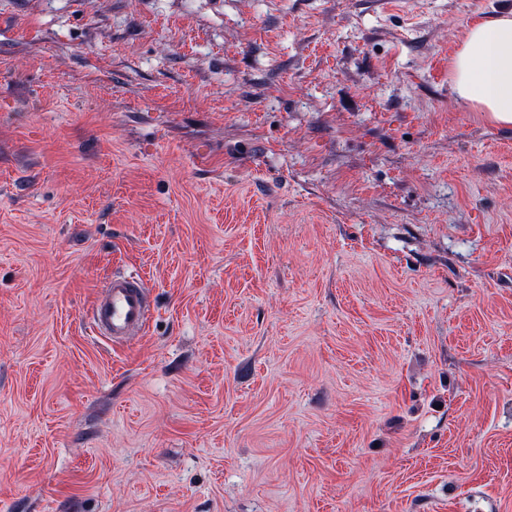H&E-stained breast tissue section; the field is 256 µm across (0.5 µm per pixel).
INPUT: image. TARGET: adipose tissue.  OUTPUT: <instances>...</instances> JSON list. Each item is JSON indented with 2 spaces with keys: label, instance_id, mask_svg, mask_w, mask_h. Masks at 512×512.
Returning a JSON list of instances; mask_svg holds the SVG:
<instances>
[{
  "label": "adipose tissue",
  "instance_id": "ef3b65f1",
  "mask_svg": "<svg viewBox=\"0 0 512 512\" xmlns=\"http://www.w3.org/2000/svg\"><path fill=\"white\" fill-rule=\"evenodd\" d=\"M455 94L497 126H512V14L471 25L454 54Z\"/></svg>",
  "mask_w": 512,
  "mask_h": 512
}]
</instances>
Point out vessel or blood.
I'll return each mask as SVG.
<instances>
[{"mask_svg":"<svg viewBox=\"0 0 512 512\" xmlns=\"http://www.w3.org/2000/svg\"><path fill=\"white\" fill-rule=\"evenodd\" d=\"M150 317L151 308L142 277L119 274L101 288L91 307L90 323L96 335L117 343L143 335Z\"/></svg>","mask_w":512,"mask_h":512,"instance_id":"vessel-or-blood-1","label":"vessel or blood"}]
</instances>
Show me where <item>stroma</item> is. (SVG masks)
<instances>
[{
	"label": "stroma",
	"mask_w": 512,
	"mask_h": 512,
	"mask_svg": "<svg viewBox=\"0 0 512 512\" xmlns=\"http://www.w3.org/2000/svg\"><path fill=\"white\" fill-rule=\"evenodd\" d=\"M503 13L0 0V512H512ZM455 94L497 126H512V14L471 25L454 54ZM151 317L145 285L139 274L113 275L91 307L96 335L126 342L144 334Z\"/></svg>",
	"instance_id": "obj_1"
}]
</instances>
